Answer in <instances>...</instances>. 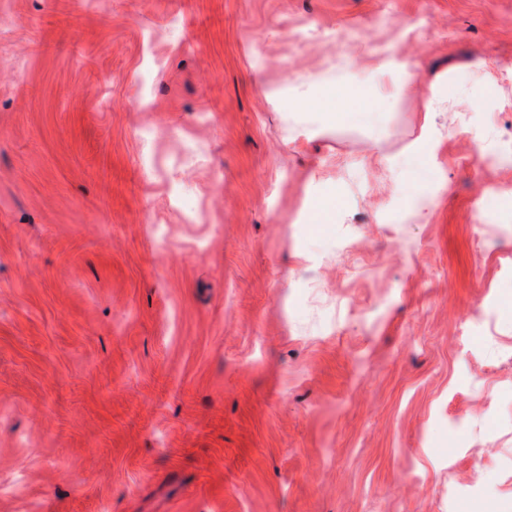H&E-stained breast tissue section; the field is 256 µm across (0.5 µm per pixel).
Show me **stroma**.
Listing matches in <instances>:
<instances>
[{
	"instance_id": "stroma-1",
	"label": "stroma",
	"mask_w": 512,
	"mask_h": 512,
	"mask_svg": "<svg viewBox=\"0 0 512 512\" xmlns=\"http://www.w3.org/2000/svg\"><path fill=\"white\" fill-rule=\"evenodd\" d=\"M0 512H512V0H0ZM293 99L289 106L287 105V111L296 119L315 108L317 112L323 113L329 123H336L345 117L347 112L341 111L368 110L378 100L374 94L371 98L360 97L350 100L347 90L339 91L336 89V85L332 83L322 84L316 94L297 87L293 90Z\"/></svg>"
}]
</instances>
